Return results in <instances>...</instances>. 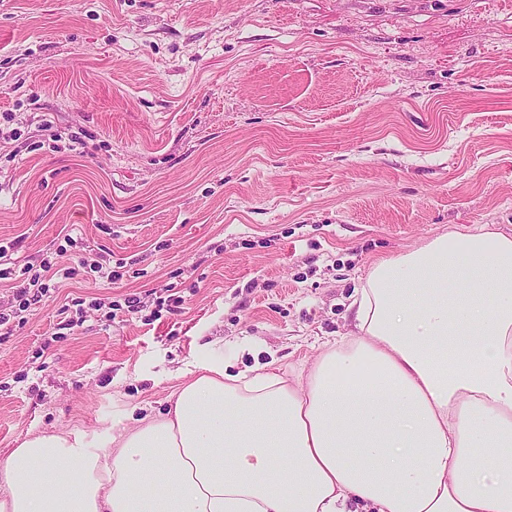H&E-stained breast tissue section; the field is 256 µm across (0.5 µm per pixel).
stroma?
Here are the masks:
<instances>
[{"instance_id":"obj_1","label":"stroma","mask_w":512,"mask_h":512,"mask_svg":"<svg viewBox=\"0 0 512 512\" xmlns=\"http://www.w3.org/2000/svg\"><path fill=\"white\" fill-rule=\"evenodd\" d=\"M479 224L512 233V0H0V243L121 272L0 336V461L189 362L306 381L376 260Z\"/></svg>"}]
</instances>
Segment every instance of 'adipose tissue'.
I'll list each match as a JSON object with an SVG mask.
<instances>
[{"mask_svg": "<svg viewBox=\"0 0 512 512\" xmlns=\"http://www.w3.org/2000/svg\"><path fill=\"white\" fill-rule=\"evenodd\" d=\"M352 305L305 386L200 363L99 451L80 430L24 439L0 512H512V235L381 259Z\"/></svg>", "mask_w": 512, "mask_h": 512, "instance_id": "adipose-tissue-1", "label": "adipose tissue"}]
</instances>
